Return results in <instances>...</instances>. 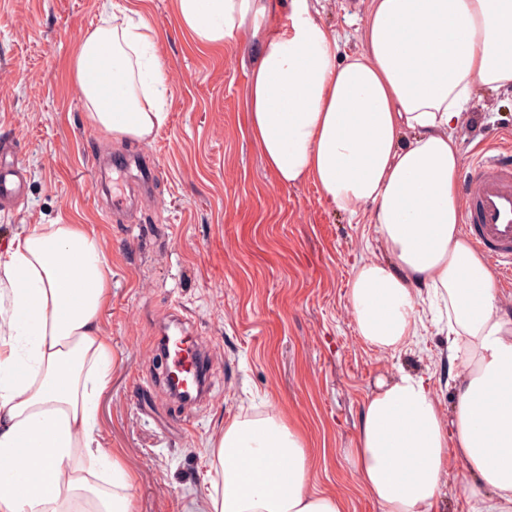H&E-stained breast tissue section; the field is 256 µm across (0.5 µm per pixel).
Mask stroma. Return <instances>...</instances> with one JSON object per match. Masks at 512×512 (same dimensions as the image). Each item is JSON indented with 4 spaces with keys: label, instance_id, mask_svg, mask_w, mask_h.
<instances>
[{
    "label": "stroma",
    "instance_id": "1",
    "mask_svg": "<svg viewBox=\"0 0 512 512\" xmlns=\"http://www.w3.org/2000/svg\"><path fill=\"white\" fill-rule=\"evenodd\" d=\"M345 52L361 43L349 15L362 0H321ZM119 6L157 33L168 119L149 142L116 139L89 121L69 61L80 36ZM248 32L223 48L197 46L174 0H0V143L12 142L28 180L18 210L0 211V250L26 224H77L101 246L110 300L100 327L112 346L97 436L128 475L132 512H199L211 448L246 414L278 412L299 426L314 461L308 488L341 498L348 512H380L347 456L366 398L398 369L428 379L441 409L454 400L448 338L427 326L398 354L365 345L347 292L359 259L386 256L368 215L330 207L319 189L275 186L251 138ZM512 135V88L469 103L457 136L464 161L477 145ZM129 155L160 167L130 217L110 214L91 165L128 178ZM186 319L209 359L214 392L192 408L170 400L158 324ZM443 512H470L481 491L460 462L441 479Z\"/></svg>",
    "mask_w": 512,
    "mask_h": 512
}]
</instances>
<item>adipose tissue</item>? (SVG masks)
<instances>
[{
	"instance_id": "1",
	"label": "adipose tissue",
	"mask_w": 512,
	"mask_h": 512,
	"mask_svg": "<svg viewBox=\"0 0 512 512\" xmlns=\"http://www.w3.org/2000/svg\"><path fill=\"white\" fill-rule=\"evenodd\" d=\"M202 47L249 30L260 52L246 84L249 129L276 186L310 183L370 221L386 261L356 265L348 302L368 346L418 341L415 298L447 317L460 371L442 410L426 379L399 372L368 396L350 451L382 512H441L451 458L484 489L473 512H512V318L495 276L461 228L455 135L472 98L512 86V0H366L340 39L316 0H176ZM155 30L108 15L78 41L72 81L91 123L146 142L167 119ZM100 245L75 224H36L0 251V512H131L130 484L96 435L111 345ZM301 432L273 412L237 418L212 449L206 512H345L307 489Z\"/></svg>"
}]
</instances>
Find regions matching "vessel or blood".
<instances>
[{
	"mask_svg": "<svg viewBox=\"0 0 512 512\" xmlns=\"http://www.w3.org/2000/svg\"><path fill=\"white\" fill-rule=\"evenodd\" d=\"M26 181L17 163L0 146V206L19 207L26 196ZM463 220L476 248L499 269V286L512 289V142L485 144L475 153L463 180ZM195 339L180 336L168 354V376L186 382L205 371L195 359Z\"/></svg>",
	"mask_w": 512,
	"mask_h": 512,
	"instance_id": "1",
	"label": "vessel or blood"
}]
</instances>
